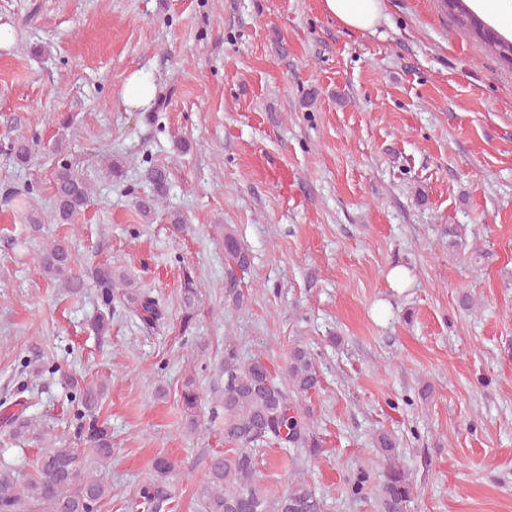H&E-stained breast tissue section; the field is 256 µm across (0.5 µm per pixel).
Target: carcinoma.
Segmentation results:
<instances>
[{"label":"carcinoma","instance_id":"obj_1","mask_svg":"<svg viewBox=\"0 0 512 512\" xmlns=\"http://www.w3.org/2000/svg\"><path fill=\"white\" fill-rule=\"evenodd\" d=\"M476 34L493 44L500 55L512 62V41H504L477 18H470ZM0 151L20 163L30 159L28 141L13 139L0 146ZM147 180L153 194L136 201L139 211L147 214L155 201L166 195L167 172L161 167L147 170ZM52 189L54 207L52 222L70 224L73 217L90 203L91 187L86 179L66 163L55 168ZM224 253L230 288L227 296L233 303L244 302L246 294L237 287L238 279L232 275L236 269L250 267L249 253L242 247L234 231L224 228ZM39 270L48 278L63 280L69 293L79 295L85 288L84 279L73 273L74 259L67 242L55 240L36 257ZM96 288L97 313L89 329L97 336L106 335L112 325V302L115 294L122 295L129 312L141 323L154 326L165 319V309L150 292L132 288L128 276L102 264L91 271ZM182 329L191 328L201 306L200 291L195 276H184L182 290ZM224 383L219 388L220 403L224 407V443L228 448L211 457L207 476V512H323V501L309 482L301 477L291 483L288 491L270 495L257 481L256 459L253 446L266 440L280 444L303 443L318 452V443L305 428L298 411L288 402V395L275 381L271 369L262 359L248 363L239 361L233 351L224 354ZM64 388L70 392V402L76 404L74 413L77 435L92 456L100 462L112 459V430L97 416V409L106 393V385L88 383L77 376L60 372ZM285 379L293 389L306 394L319 387V374L311 352L296 347L289 353ZM35 387L26 380L7 390L0 397V427L14 436L31 430L32 422L24 418V411L34 399ZM182 407L187 425H197L200 397L194 381L188 380L181 393ZM377 444L383 456L381 470L373 474L360 470L347 481V493L362 499L367 491L376 490L381 512H407L413 488L396 464L395 443L382 432ZM154 478L138 489L136 507L144 512H161L171 500L167 477L175 469L166 455L153 460ZM34 477L23 482L15 469L0 464V512H99L101 502L112 494V486L101 478L85 472L83 457L76 448H45L34 464Z\"/></svg>","mask_w":512,"mask_h":512}]
</instances>
